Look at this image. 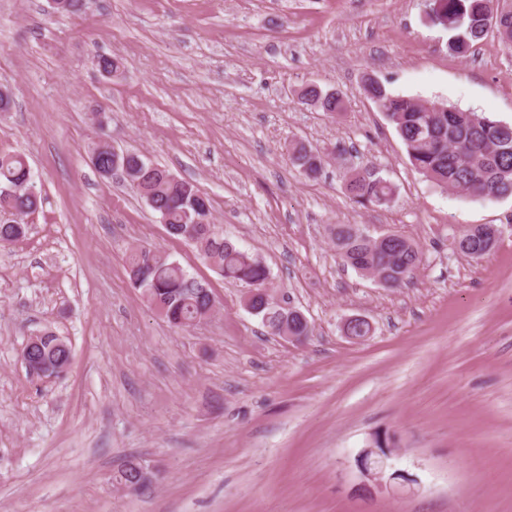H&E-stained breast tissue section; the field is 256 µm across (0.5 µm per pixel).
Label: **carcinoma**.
Here are the masks:
<instances>
[{"label": "carcinoma", "mask_w": 512, "mask_h": 512, "mask_svg": "<svg viewBox=\"0 0 512 512\" xmlns=\"http://www.w3.org/2000/svg\"><path fill=\"white\" fill-rule=\"evenodd\" d=\"M428 20L450 34L448 48L459 57H468L474 46L490 33L512 49V0H438V8ZM363 90L395 126L412 166L434 187L482 200L512 196V123L485 112L462 110L441 100L394 94L374 79L368 80ZM301 100L328 114L345 111L348 103L347 95L324 92L316 85L305 88ZM91 152L97 154V170L105 172L111 168V147L97 144ZM125 156L134 171L131 184L159 216L169 236L184 239L187 228L194 226V235L189 240L222 277L249 286L251 307L262 309L260 317L270 314L266 327L271 335L309 336V322L292 317V310L263 307L264 296L270 295L269 273L252 254L217 235L216 225L210 223L211 203L207 195L192 182L142 160L135 152ZM289 157L293 166L309 178L317 177L325 164L322 154L304 144L294 146ZM1 184L11 194L0 198V209L25 215L42 204L41 191L31 180L27 161L19 154L0 153ZM344 192L356 203L373 206L387 205L395 196L391 182L373 168L350 171L344 180ZM24 233L25 225L17 221L1 223L0 246L12 243ZM331 234L340 260L385 288H398L410 282L422 263L417 244L400 234L381 242L359 233L350 224L334 226ZM499 236V229L478 224L460 235L459 250L471 259H479L496 246ZM127 269L133 285L142 290L147 303L170 327L186 330L205 319L210 304L208 294L203 292L205 284L168 255L156 250L148 262L144 251L135 249L128 255ZM22 357L55 366L69 360L71 349L55 333L44 331L39 344L23 348ZM140 468V463L131 461L116 480L137 485Z\"/></svg>", "instance_id": "1"}]
</instances>
